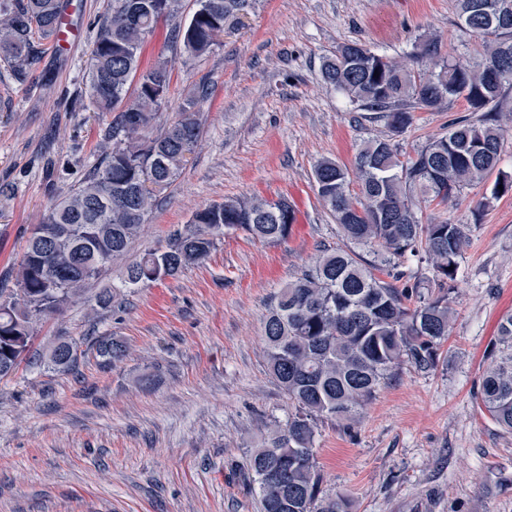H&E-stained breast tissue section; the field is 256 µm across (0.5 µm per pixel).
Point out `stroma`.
<instances>
[{
  "label": "stroma",
  "mask_w": 512,
  "mask_h": 512,
  "mask_svg": "<svg viewBox=\"0 0 512 512\" xmlns=\"http://www.w3.org/2000/svg\"><path fill=\"white\" fill-rule=\"evenodd\" d=\"M110 0H71L74 45L42 44L25 79L0 60V288L15 273L29 229L52 199L92 170L112 122L88 107L85 77L98 21ZM159 23L142 60L173 67L153 132L178 118L201 85V142L173 184L157 193L129 255L164 246L199 207L243 194L288 198L296 222L267 244L238 232L178 278L121 294L91 312L70 305L37 329L32 353L0 379V512H260L238 473L287 395L267 369L270 300L320 250L341 245L313 179L322 158L352 165L363 139L389 133L323 83L324 57L359 40L411 62L415 39L440 37L443 55L476 56L454 0H256L239 31L190 60ZM467 112L415 110L402 142L412 149ZM473 183L447 207L418 201L422 221L446 215L472 225L451 305L452 332L434 370L402 366L351 425L320 423L323 486L351 512H512V433L480 412L477 392L501 320L512 315V194L494 199ZM123 340L127 357L100 365L95 342ZM61 339L75 341L72 373L37 366ZM154 376L150 388L138 378Z\"/></svg>",
  "instance_id": "1"
}]
</instances>
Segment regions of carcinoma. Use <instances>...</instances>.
Wrapping results in <instances>:
<instances>
[{
  "mask_svg": "<svg viewBox=\"0 0 512 512\" xmlns=\"http://www.w3.org/2000/svg\"><path fill=\"white\" fill-rule=\"evenodd\" d=\"M512 0H455L461 25L483 39L475 60H448L433 38H418L413 68L372 51L360 40L344 44L321 66L324 82L355 108L384 121L391 136L361 142L354 169L332 158L314 167L319 199L341 237L368 249L325 248L274 296L264 333L267 368L288 395L292 411L267 442L251 451L247 474L261 512H351L349 501L322 487L315 453L318 423L354 420L379 387L404 364L428 371L451 330L450 299L471 225L418 217L416 198L446 204L476 181L495 176L494 198L512 192V176L498 170L503 139L502 99L512 89ZM180 0H112L99 22L86 75L95 112H113L112 135L102 160L78 190L52 203L26 239L16 272L17 288L0 289V379L31 352L35 326L61 313L84 287L122 258L147 222L155 193L175 181L201 134L192 111L154 137L144 135L165 106L171 82L168 62L141 66L143 44L158 23L176 17ZM249 0H195L172 42L195 59L219 37L237 30ZM63 21L61 0H0V58L19 78L36 63L41 41L55 37ZM134 95H128L131 83ZM462 99L469 114L408 152L398 137L413 112H442ZM503 189H498V186ZM296 221L286 198L228 197L194 212L166 245L126 268L124 286L145 288L177 278L203 263L224 236L241 231L262 243L286 240ZM416 258L427 274L416 281L402 270ZM100 364L126 355L123 342L96 341ZM77 346L59 342L48 367H76ZM479 408L512 432V316L500 324L485 372Z\"/></svg>",
  "mask_w": 512,
  "mask_h": 512,
  "instance_id": "obj_1",
  "label": "carcinoma"
}]
</instances>
